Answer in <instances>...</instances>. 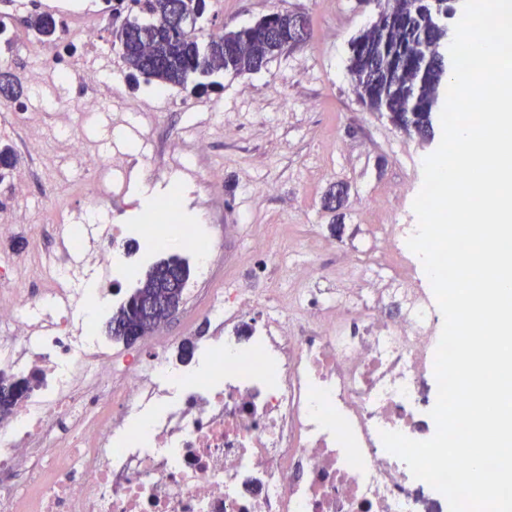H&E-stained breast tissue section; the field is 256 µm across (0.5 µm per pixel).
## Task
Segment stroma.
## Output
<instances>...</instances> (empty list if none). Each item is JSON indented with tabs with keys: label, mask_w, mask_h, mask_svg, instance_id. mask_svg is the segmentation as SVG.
<instances>
[{
	"label": "stroma",
	"mask_w": 512,
	"mask_h": 512,
	"mask_svg": "<svg viewBox=\"0 0 512 512\" xmlns=\"http://www.w3.org/2000/svg\"><path fill=\"white\" fill-rule=\"evenodd\" d=\"M64 5L76 12L84 0H13L7 23L23 35L36 15L58 14ZM272 11L304 14L306 42L256 72L224 73L220 88L208 92L134 83L110 27L92 51L74 34L57 45L72 67L103 74L102 83L82 87L59 86L46 57L0 43V72L20 85V101L36 120L35 128L24 127L0 99V146H11L26 170L29 216L0 233V259H24L38 247L60 252L62 239L81 226L97 175L59 142L65 126L103 160L119 157L123 169L137 171L122 196L106 198L105 227L142 223L175 182L183 186L182 220L225 225L224 243L237 254L252 245L262 224L284 225L289 235L309 224L315 236L356 252L373 245L375 225L415 223L423 161L438 142L406 133L369 109L349 72L351 42L375 21L376 7L357 0H224L223 10H208L198 25L206 33L229 31ZM66 89L112 102L97 112L57 111L51 101ZM34 130L40 154L27 148ZM202 136L209 148L200 157L195 144ZM212 166L222 169V181L200 189L201 174ZM341 186L340 207L328 208V195ZM52 211L69 214L67 227L48 223Z\"/></svg>",
	"instance_id": "35a3bbf8"
}]
</instances>
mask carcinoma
I'll return each mask as SVG.
<instances>
[{"label": "carcinoma", "mask_w": 512, "mask_h": 512, "mask_svg": "<svg viewBox=\"0 0 512 512\" xmlns=\"http://www.w3.org/2000/svg\"><path fill=\"white\" fill-rule=\"evenodd\" d=\"M112 10H134L136 15L127 19L121 29L118 44L129 69L148 79L165 85L196 88H217L221 83L214 76L224 72L246 74L259 70L267 58L263 49L249 56L241 55V46L250 43L257 35L276 32L285 23L286 15L273 11L251 25L238 28L229 34L207 36L196 34L197 26L185 30L171 25L177 13H191L194 20L206 13L207 0H106ZM435 11L414 14L408 4H403L402 14L383 24H374L367 41L378 43L384 38L402 40L421 45L431 44L447 36L444 19L448 18V0H437ZM35 30L52 34L50 41H57L63 34L62 23L50 14H41L32 20ZM365 48L351 44L349 71L352 79L359 80L373 110L389 107L422 125L424 136L431 135L433 115L442 111L445 90L448 88V63L445 53L425 56L414 51L385 64L365 57ZM177 270L182 282H187L189 267L179 258L171 257L154 263L136 287L120 305L116 314L125 317L134 327L140 320L138 297L143 285L160 280L171 270ZM41 383L38 372L17 377L0 374V421L13 415L16 408Z\"/></svg>", "instance_id": "carcinoma-1"}]
</instances>
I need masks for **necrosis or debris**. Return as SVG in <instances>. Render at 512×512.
<instances>
[{
    "label": "necrosis or debris",
    "mask_w": 512,
    "mask_h": 512,
    "mask_svg": "<svg viewBox=\"0 0 512 512\" xmlns=\"http://www.w3.org/2000/svg\"><path fill=\"white\" fill-rule=\"evenodd\" d=\"M168 243L197 263L187 322L216 336L194 361L175 341L112 354L85 334L73 284L81 236L45 268H0V372L43 382L0 425V512H449L379 433L431 438L434 355L443 317L412 251L381 225L374 248L318 262L316 237L294 242L288 276L266 280L278 226L259 232L254 288H225L215 235L180 223ZM127 228H109L96 265L120 276ZM42 288L32 290V279ZM317 278L339 289L317 292Z\"/></svg>",
    "instance_id": "4bbe7bcc"
}]
</instances>
